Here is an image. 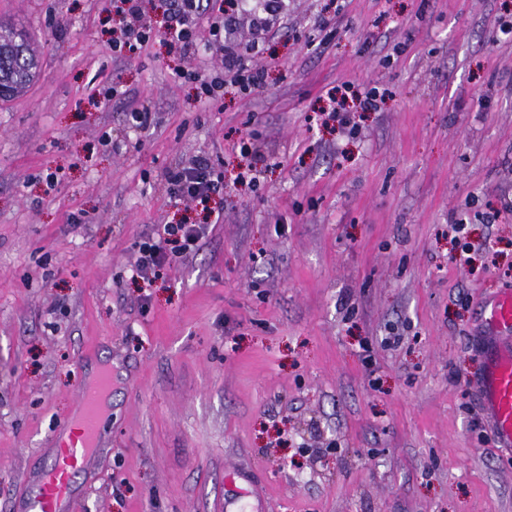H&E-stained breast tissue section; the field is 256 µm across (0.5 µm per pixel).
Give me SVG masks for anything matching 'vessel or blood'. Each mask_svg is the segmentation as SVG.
<instances>
[{"label":"vessel or blood","instance_id":"obj_1","mask_svg":"<svg viewBox=\"0 0 512 512\" xmlns=\"http://www.w3.org/2000/svg\"><path fill=\"white\" fill-rule=\"evenodd\" d=\"M489 340L485 346L486 369L480 380L483 409L491 432L503 448L512 447V291L499 293L485 304ZM114 369H106L80 388L79 413L74 423L55 434L51 464L34 478L19 505L20 512H74L81 475L94 468L104 455L101 425L104 402L112 389Z\"/></svg>","mask_w":512,"mask_h":512}]
</instances>
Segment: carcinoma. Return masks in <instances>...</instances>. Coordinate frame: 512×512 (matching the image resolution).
<instances>
[{"mask_svg": "<svg viewBox=\"0 0 512 512\" xmlns=\"http://www.w3.org/2000/svg\"><path fill=\"white\" fill-rule=\"evenodd\" d=\"M39 70V55L27 34L0 22V100L29 87Z\"/></svg>", "mask_w": 512, "mask_h": 512, "instance_id": "obj_1", "label": "carcinoma"}]
</instances>
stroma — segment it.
Instances as JSON below:
<instances>
[{"label":"stroma","mask_w":512,"mask_h":512,"mask_svg":"<svg viewBox=\"0 0 512 512\" xmlns=\"http://www.w3.org/2000/svg\"><path fill=\"white\" fill-rule=\"evenodd\" d=\"M142 8L157 36L123 58L112 0H0L43 45L0 101V512L107 362L111 454L75 512H224L230 477L263 512H512L477 388L483 302L512 289V0H286L265 90L207 108L185 74L216 49ZM346 84L379 110L313 122ZM203 154L223 222L134 278L150 231L204 222L164 187Z\"/></svg>","instance_id":"35a3bbf8"}]
</instances>
